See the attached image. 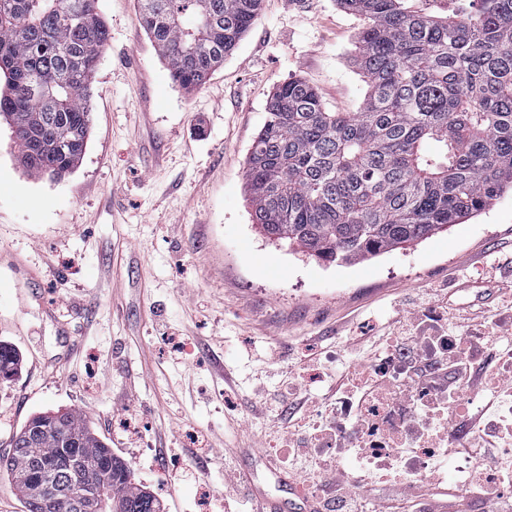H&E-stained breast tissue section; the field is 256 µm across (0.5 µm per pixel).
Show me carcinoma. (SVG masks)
<instances>
[{
  "label": "carcinoma",
  "instance_id": "1",
  "mask_svg": "<svg viewBox=\"0 0 512 512\" xmlns=\"http://www.w3.org/2000/svg\"><path fill=\"white\" fill-rule=\"evenodd\" d=\"M98 0H0V115L20 136L14 155L33 178L62 176L83 159L89 88L108 30ZM361 21L355 62L359 112H328L317 89L288 80L247 156L252 216L270 240L351 264L423 241L471 218L512 184V0H478L477 13L437 16L407 0H336ZM261 0H141L140 23L172 79L195 90L224 64ZM0 343V376L17 370ZM41 413L12 437L0 473L50 474L61 490L87 461L105 463L101 512H161L86 418L62 411L72 458ZM26 512L44 510L17 486Z\"/></svg>",
  "mask_w": 512,
  "mask_h": 512
}]
</instances>
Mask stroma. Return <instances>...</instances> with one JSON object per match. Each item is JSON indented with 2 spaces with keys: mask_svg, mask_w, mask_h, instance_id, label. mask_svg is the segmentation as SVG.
I'll return each instance as SVG.
<instances>
[{
  "mask_svg": "<svg viewBox=\"0 0 512 512\" xmlns=\"http://www.w3.org/2000/svg\"><path fill=\"white\" fill-rule=\"evenodd\" d=\"M109 32L93 123L71 173L33 179L0 122V454L35 414L83 413L162 512H224L250 487L295 502L287 407L257 419L297 368L319 390L363 325L405 316L408 295L454 285L483 307L512 294V188L425 241L328 264L255 226L245 180L267 101L298 78L327 111L357 112L360 21L336 0H262L199 89L172 80L138 0H98ZM239 473L225 484L224 469Z\"/></svg>",
  "mask_w": 512,
  "mask_h": 512,
  "instance_id": "stroma-1",
  "label": "stroma"
}]
</instances>
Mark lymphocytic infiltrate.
<instances>
[{
    "instance_id": "f902f5d3",
    "label": "lymphocytic infiltrate",
    "mask_w": 512,
    "mask_h": 512,
    "mask_svg": "<svg viewBox=\"0 0 512 512\" xmlns=\"http://www.w3.org/2000/svg\"><path fill=\"white\" fill-rule=\"evenodd\" d=\"M409 303L414 309L413 315L383 323L376 335L354 337L349 359L337 367L335 375L321 391L314 393L307 389L300 375L293 376L285 387L284 394L291 401L292 412L280 435L288 442L296 467L314 484L312 512H378L379 509L376 500L364 497L354 480L332 461L315 456L312 448L315 419L335 407L336 395L350 384L351 370L356 363L367 362L370 356L386 352L393 338L416 336L415 312L432 305L440 310L449 332L465 331L474 325L491 328L497 337L496 352L506 351L507 340L512 337V332L502 325L503 315L512 309L505 304L493 311L464 305L452 308L439 289L419 293L410 298ZM454 454L465 459L476 475L490 465L503 470L512 468V459L501 453L499 442L488 440L475 424ZM440 484L441 475L436 470L426 479L403 483L395 498L399 512H443L445 501L437 491Z\"/></svg>"
}]
</instances>
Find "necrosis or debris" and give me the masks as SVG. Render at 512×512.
<instances>
[{
    "label": "necrosis or debris",
    "mask_w": 512,
    "mask_h": 512,
    "mask_svg": "<svg viewBox=\"0 0 512 512\" xmlns=\"http://www.w3.org/2000/svg\"><path fill=\"white\" fill-rule=\"evenodd\" d=\"M419 319L413 343L391 347L372 358L367 369L353 371L352 385L362 395L337 402L327 429L314 443L318 454L332 458L337 466H351L356 475L393 469L405 480L426 476L438 466L459 494L492 489L511 499L512 477L491 466L473 478L461 458L440 455L442 448L462 441V423L480 399L460 380L455 365L480 358L478 343L492 341L488 330L452 336L437 311L422 313ZM424 366L443 367L444 385L420 381L417 372ZM487 381L496 398L482 428L505 439V450L512 456V358L489 366Z\"/></svg>",
    "instance_id": "necrosis-or-debris-1"
}]
</instances>
